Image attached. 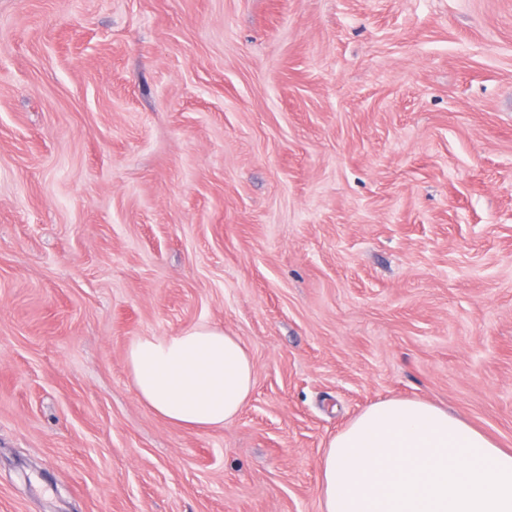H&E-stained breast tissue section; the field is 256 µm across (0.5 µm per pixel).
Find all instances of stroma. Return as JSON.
I'll use <instances>...</instances> for the list:
<instances>
[{"label":"stroma","mask_w":512,"mask_h":512,"mask_svg":"<svg viewBox=\"0 0 512 512\" xmlns=\"http://www.w3.org/2000/svg\"><path fill=\"white\" fill-rule=\"evenodd\" d=\"M198 324L221 428L126 364ZM395 397L512 448V0H0V512H320ZM126 360L143 402L186 428L224 427L241 412L255 383L254 361L240 339L207 324L176 336H140Z\"/></svg>","instance_id":"35a3bbf8"}]
</instances>
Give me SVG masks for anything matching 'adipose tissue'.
I'll return each instance as SVG.
<instances>
[{"label":"adipose tissue","instance_id":"obj_1","mask_svg":"<svg viewBox=\"0 0 512 512\" xmlns=\"http://www.w3.org/2000/svg\"><path fill=\"white\" fill-rule=\"evenodd\" d=\"M126 360L143 402L186 428L232 421L255 383L240 339L207 324L138 337ZM319 468L321 512H512V450L421 399L367 407L329 440Z\"/></svg>","mask_w":512,"mask_h":512}]
</instances>
